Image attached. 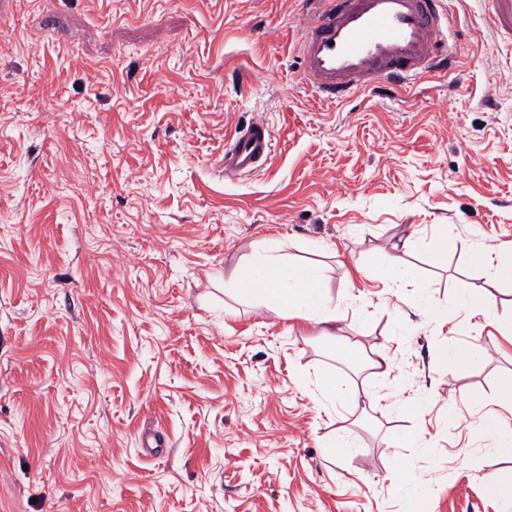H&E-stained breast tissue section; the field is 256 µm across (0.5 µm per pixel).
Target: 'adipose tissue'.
Masks as SVG:
<instances>
[{
  "instance_id": "1",
  "label": "adipose tissue",
  "mask_w": 512,
  "mask_h": 512,
  "mask_svg": "<svg viewBox=\"0 0 512 512\" xmlns=\"http://www.w3.org/2000/svg\"><path fill=\"white\" fill-rule=\"evenodd\" d=\"M237 292L265 301L297 318L319 325L324 336H335L345 315L333 301L320 270L305 265H288L282 257L269 254L260 262L240 264L228 274Z\"/></svg>"
}]
</instances>
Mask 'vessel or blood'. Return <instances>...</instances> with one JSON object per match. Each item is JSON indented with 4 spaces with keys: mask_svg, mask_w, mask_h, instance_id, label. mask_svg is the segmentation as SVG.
Masks as SVG:
<instances>
[{
    "mask_svg": "<svg viewBox=\"0 0 512 512\" xmlns=\"http://www.w3.org/2000/svg\"><path fill=\"white\" fill-rule=\"evenodd\" d=\"M488 24L512 33V0H490ZM442 0H311L300 15L298 48L301 81L333 104L352 95L411 78L444 72L456 60L448 52L446 31L452 15ZM273 152V137L255 120L224 145V174L251 175Z\"/></svg>",
    "mask_w": 512,
    "mask_h": 512,
    "instance_id": "1",
    "label": "vessel or blood"
}]
</instances>
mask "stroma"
<instances>
[{"instance_id":"1","label":"stroma","mask_w":512,"mask_h":512,"mask_svg":"<svg viewBox=\"0 0 512 512\" xmlns=\"http://www.w3.org/2000/svg\"><path fill=\"white\" fill-rule=\"evenodd\" d=\"M446 7L453 71L329 106L300 80V0H0V512H402L405 471L429 512H501L512 457L480 421L508 414L512 341L456 301L512 318V282L469 261L512 257V39L484 0ZM256 119L270 161L225 177ZM403 239L447 322L364 275ZM272 243L319 265L340 336L225 281ZM452 340L481 367L449 369ZM352 343L387 346L390 376ZM319 372L379 407L325 401ZM459 307L475 314L489 315L495 307V299L490 293L472 288L460 289ZM355 447L356 443L351 436L350 429L345 426L336 429L334 436L326 443V448H328L329 453L334 457L348 455Z\"/></svg>"}]
</instances>
